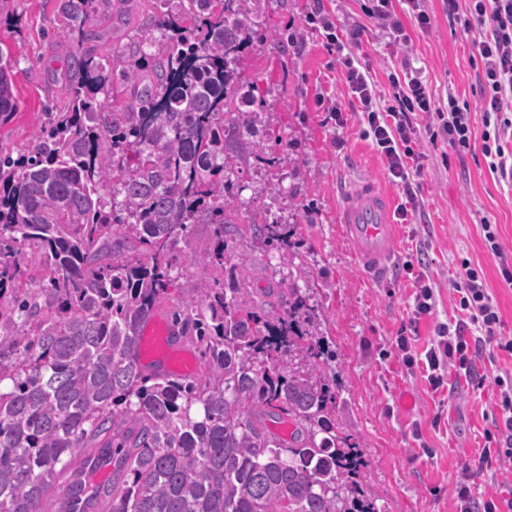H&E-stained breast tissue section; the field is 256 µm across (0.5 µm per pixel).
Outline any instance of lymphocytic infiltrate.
I'll return each mask as SVG.
<instances>
[{
	"label": "lymphocytic infiltrate",
	"instance_id": "obj_1",
	"mask_svg": "<svg viewBox=\"0 0 512 512\" xmlns=\"http://www.w3.org/2000/svg\"><path fill=\"white\" fill-rule=\"evenodd\" d=\"M467 2L470 17L487 28L476 49L483 63L480 81L484 120L492 124L494 131L493 137L484 138L483 152L491 159L490 169L496 172L503 169L506 161L502 138L512 130V119L505 115V108L512 101V0ZM312 20L322 28L327 42L335 46L351 93L350 106L362 113L393 181L402 185L408 197H415L413 177L420 174L422 167L421 155L411 143L415 114L432 110L426 85L416 77L405 81L393 78L391 95L385 102H378L367 71L356 66L354 56L346 53L329 14L324 8H316ZM464 276L466 286L461 290L459 305L466 313L465 319L440 327L424 355L427 380L434 391L443 388L448 368L474 379L478 376L476 360L483 353L512 356V339L496 333L500 316L486 291L482 273L469 267ZM471 328L476 331L472 337L467 334ZM495 383L500 390L499 445L481 450L478 464L486 470L512 458V378L499 377Z\"/></svg>",
	"mask_w": 512,
	"mask_h": 512
}]
</instances>
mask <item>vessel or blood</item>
<instances>
[{
  "label": "vessel or blood",
  "mask_w": 512,
  "mask_h": 512,
  "mask_svg": "<svg viewBox=\"0 0 512 512\" xmlns=\"http://www.w3.org/2000/svg\"><path fill=\"white\" fill-rule=\"evenodd\" d=\"M393 208L390 193L370 180L355 182L338 202V221L353 255L362 270L376 278L388 275L396 251ZM136 359L140 366L162 375L186 377L198 370L193 352L159 313L142 323Z\"/></svg>",
  "instance_id": "vessel-or-blood-1"
}]
</instances>
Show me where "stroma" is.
I'll list each match as a JSON object with an SVG mask.
<instances>
[{
    "instance_id": "35a3bbf8",
    "label": "stroma",
    "mask_w": 512,
    "mask_h": 512,
    "mask_svg": "<svg viewBox=\"0 0 512 512\" xmlns=\"http://www.w3.org/2000/svg\"><path fill=\"white\" fill-rule=\"evenodd\" d=\"M56 0H0V44L22 45L14 64L18 111L0 127V147L25 146L43 120L46 108L63 106L54 72L62 68L63 50L49 39ZM334 17L339 39L361 28L352 52L368 67L377 96L388 95L391 76L424 80L440 106L456 98L469 109L471 146L459 153L444 137L419 127L417 150L423 158L415 199L392 181L384 157L365 135L360 113L350 96L335 54L326 49L322 30L308 18L313 0H253L262 29L243 52L244 76L258 87L263 109L262 131L274 139L270 159L246 148L240 135L227 141L235 155L232 202L255 210L289 216L296 226L291 242L312 272V302L325 344L335 355L327 375L336 392V427L360 446L368 463V485L385 512H459L455 486L469 470L478 493L491 495L512 486V460L496 471L474 466L481 448L496 437V377L512 374V359L500 356L477 363L479 380L447 383L432 392L421 368H407L395 351L405 335L413 352L425 350L439 325L461 319L459 288L464 266L481 269L485 286L500 312L497 335L512 338V285L499 273V258L512 257V185L488 167L482 151L484 131L478 74L482 62L475 42L479 24L464 28L452 21L443 0H425L431 16L420 30L406 5L395 9L409 37L394 43L361 11L362 0H324ZM342 109L345 123L336 126L332 106ZM369 178L390 191L406 221L397 226L393 272L377 280L362 274L337 222L341 190ZM279 184L280 194L268 191ZM497 228L498 251H491L483 225ZM212 227L195 224L184 249L185 263L176 282L180 295H192L206 273ZM246 285L256 297L279 291L287 269L278 251L252 250ZM423 276L434 292L429 315L415 317L414 279ZM411 394L412 410L398 405Z\"/></svg>"
}]
</instances>
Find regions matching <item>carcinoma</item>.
<instances>
[{
    "mask_svg": "<svg viewBox=\"0 0 512 512\" xmlns=\"http://www.w3.org/2000/svg\"><path fill=\"white\" fill-rule=\"evenodd\" d=\"M161 5L96 57L95 0H58L68 106L45 110L25 152L0 149V512H384L358 443L336 433L310 271L287 251V298L245 287L249 250L293 235L261 211L238 221L228 200L224 126L261 123L242 75L261 21L251 0ZM13 65L0 47L1 127L18 107ZM117 85L130 90L120 106ZM193 224L213 227L208 273L172 324L201 374L147 375L138 332ZM275 414L295 424L288 443L264 425ZM97 454L116 467L89 491L80 475Z\"/></svg>",
    "mask_w": 512,
    "mask_h": 512,
    "instance_id": "1",
    "label": "carcinoma"
}]
</instances>
